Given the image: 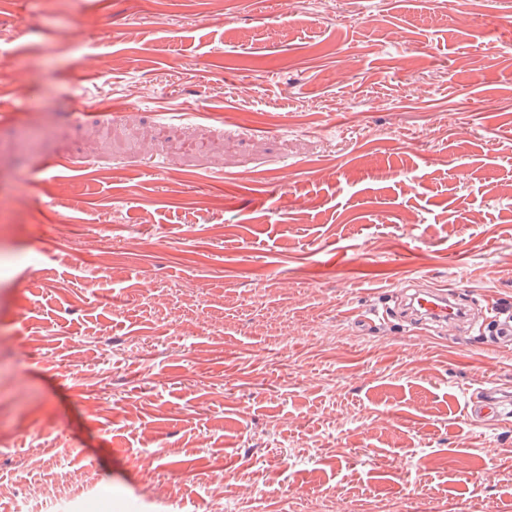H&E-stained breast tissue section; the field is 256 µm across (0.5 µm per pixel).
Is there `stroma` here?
I'll use <instances>...</instances> for the list:
<instances>
[{
    "mask_svg": "<svg viewBox=\"0 0 512 512\" xmlns=\"http://www.w3.org/2000/svg\"><path fill=\"white\" fill-rule=\"evenodd\" d=\"M155 2L0 0V512H512V0ZM407 297L406 311L415 320L434 325L466 317V310L448 298L444 289H413ZM467 417L475 422L498 421L512 414V387L493 386L484 388L468 397Z\"/></svg>",
    "mask_w": 512,
    "mask_h": 512,
    "instance_id": "35a3bbf8",
    "label": "stroma"
}]
</instances>
